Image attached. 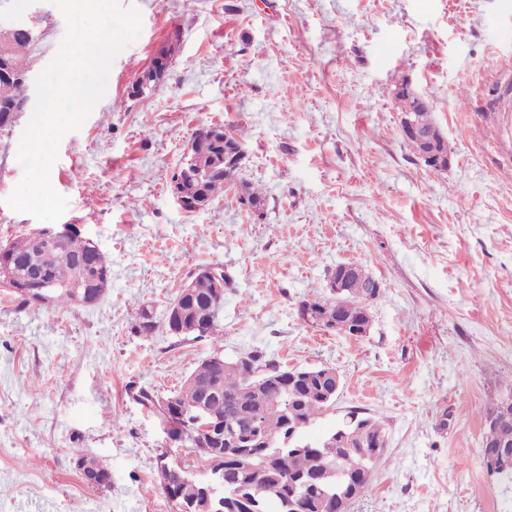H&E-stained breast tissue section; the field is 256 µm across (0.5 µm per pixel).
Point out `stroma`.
Instances as JSON below:
<instances>
[{"label": "stroma", "mask_w": 512, "mask_h": 512, "mask_svg": "<svg viewBox=\"0 0 512 512\" xmlns=\"http://www.w3.org/2000/svg\"><path fill=\"white\" fill-rule=\"evenodd\" d=\"M140 36L113 60L107 90L68 133L50 173L61 221L97 243L111 286L90 307H19L0 287V512H175L160 466L207 478L169 442L132 387L166 398L213 355L252 352L330 366L342 388L312 427L351 411L387 446L349 512H512V483L482 453L487 408L512 396V0H120ZM34 33L30 74L66 31L50 0H0V28ZM172 66L133 85L162 44ZM423 95L448 143L433 171L401 133V84ZM19 113L0 130V244L41 220L6 203L22 178ZM242 129L241 177L262 214L224 192L186 211L170 184L201 127ZM342 263L381 285L361 337L304 322ZM234 280L224 337L138 332L162 319L191 273ZM102 461L86 484L78 454Z\"/></svg>", "instance_id": "1"}]
</instances>
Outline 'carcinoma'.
I'll list each match as a JSON object with an SVG mask.
<instances>
[{
	"label": "carcinoma",
	"mask_w": 512,
	"mask_h": 512,
	"mask_svg": "<svg viewBox=\"0 0 512 512\" xmlns=\"http://www.w3.org/2000/svg\"><path fill=\"white\" fill-rule=\"evenodd\" d=\"M32 39L12 33H0V57L8 60L18 77H0V124L11 120L9 110L26 101V82L21 76L30 70L29 47ZM167 71L145 68L137 81L141 91L150 90L164 80ZM400 110L418 129L436 128L429 105L424 97H402ZM233 142H243L240 129H224L210 125L197 139L192 161L184 162L189 171L183 189L198 207L209 204L224 192L229 182L224 171V136ZM406 140L418 153L424 165L437 171L430 161L435 151L448 155L445 144L431 145L414 136ZM241 204L254 213L263 210L261 193L247 183H241ZM8 279L20 304L31 303L29 289L34 278L47 279L57 286L51 302L54 309L82 304L69 287L76 283L89 285L103 295L109 288L111 268L106 256L88 239L75 232L59 243H52L37 233L22 236L0 249V278ZM189 300H179L184 314L180 322L195 323L200 329L194 338L222 337L223 326L214 304L217 299L212 280L196 272L189 282ZM381 285L361 266L347 272L345 288L338 294L322 296L312 292L300 308L314 313H330L354 326L369 318V306L380 297ZM326 369L305 370L306 377L296 381L286 378L285 370L267 362L259 353L248 354L235 361L216 355L204 360L186 378L181 390L168 397L171 406L184 422L192 419V411L203 397V388L214 387L208 405L212 419L224 424V434L236 437L239 445L230 441L221 447H196L194 452L209 464L210 476L203 484L212 488L204 496L196 489L179 483L177 474L188 473L187 467L161 465V487L164 494H181L193 502L191 512H347L349 504L368 486L375 463L370 461L371 442L385 435L382 424L354 412L329 432L355 434L349 445L335 442L324 448L319 441L306 438L305 433L328 411L324 393L329 379ZM275 400L282 408L272 410ZM490 436L482 445L483 455L495 452L500 443L512 446V405L503 403L486 409L485 419ZM266 436L275 440L271 447L257 441ZM85 468L99 478V486L109 484L110 472L95 457L78 458Z\"/></svg>",
	"instance_id": "1"
}]
</instances>
